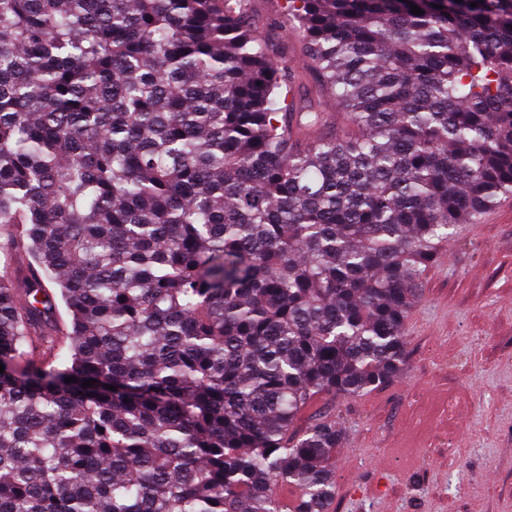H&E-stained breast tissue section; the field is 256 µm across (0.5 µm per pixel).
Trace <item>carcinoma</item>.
Here are the masks:
<instances>
[{
	"mask_svg": "<svg viewBox=\"0 0 512 512\" xmlns=\"http://www.w3.org/2000/svg\"><path fill=\"white\" fill-rule=\"evenodd\" d=\"M230 2L0 0V512H332L305 411L512 194V0ZM274 1V2H270ZM281 0H252L251 7L254 15L255 25L260 30H267L275 22V7Z\"/></svg>",
	"mask_w": 512,
	"mask_h": 512,
	"instance_id": "1",
	"label": "carcinoma"
}]
</instances>
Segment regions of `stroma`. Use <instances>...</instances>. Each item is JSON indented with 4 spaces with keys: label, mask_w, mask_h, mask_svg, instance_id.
I'll return each instance as SVG.
<instances>
[{
    "label": "stroma",
    "mask_w": 512,
    "mask_h": 512,
    "mask_svg": "<svg viewBox=\"0 0 512 512\" xmlns=\"http://www.w3.org/2000/svg\"><path fill=\"white\" fill-rule=\"evenodd\" d=\"M403 375L335 406L336 512H512V195L442 245Z\"/></svg>",
    "instance_id": "1"
}]
</instances>
